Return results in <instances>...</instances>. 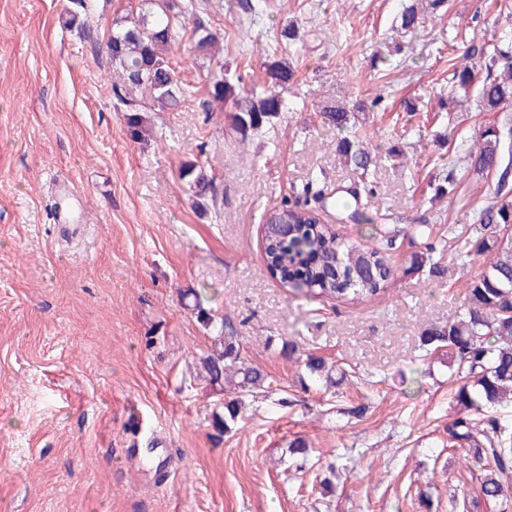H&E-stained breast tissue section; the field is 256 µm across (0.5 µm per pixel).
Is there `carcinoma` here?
<instances>
[{
  "mask_svg": "<svg viewBox=\"0 0 512 512\" xmlns=\"http://www.w3.org/2000/svg\"><path fill=\"white\" fill-rule=\"evenodd\" d=\"M64 25L82 28L80 15L87 11L88 0H72ZM172 6L140 10L133 17L121 19L112 26L107 42L108 58L123 83L147 90L160 106L177 107L186 97L166 57L168 49L179 37ZM180 11L194 22L195 48L207 54L216 43L196 10L194 0H185ZM424 26L417 7L405 9L401 29L413 33ZM448 86V100L461 104L470 95L477 96L485 112H501L512 106V42L502 40L491 45L471 43L456 57ZM267 86L261 90L246 89L238 75H215L209 80L210 101L229 107L231 128L235 137H248L266 132L285 111L281 89L288 86L295 71L286 63L274 61L267 68ZM130 135L137 139L143 129L138 109L122 96ZM381 97L370 103L357 102L351 107L325 106V121L343 134L340 152L345 162L360 173L355 191L358 195L376 192L370 178L372 153L363 146V133L351 123L353 112H366ZM470 140L451 139L458 159L466 169L495 180L493 196L466 213L472 225V236L466 238L455 253L453 263L466 266L476 255H493L492 260L467 285L464 304L457 320L432 326L421 336L426 354L444 350L448 353L450 379L458 383L454 401L461 414L448 424V447L466 448L473 458H493L495 468L487 471L480 482V495L498 507L499 512H512V497L505 493L504 483L512 474V427L491 416L505 400L512 401V127L484 123ZM180 178L197 199H210L217 204L212 178L193 162L184 164ZM323 204H291L284 199L267 219L263 254L268 271L284 284L296 282L301 293L315 298L335 300L351 298L368 300L384 291L394 278L396 269L389 263L391 253L400 249L398 230L381 233L382 247L361 252L340 239L321 218ZM424 240V250L410 256L403 269L409 274L429 267L432 274L441 273L443 251L431 240L425 224L412 228ZM192 310L211 333V344L201 357L204 379L211 385L229 389L223 412L213 415V428L218 435L230 430L238 419L239 398L266 390L273 379L257 367L243 361L239 337L223 320H217L200 300ZM304 367L312 382L325 380L331 384L344 381L332 378L335 365L314 355L307 356Z\"/></svg>",
  "mask_w": 512,
  "mask_h": 512,
  "instance_id": "cac0c4a2",
  "label": "carcinoma"
}]
</instances>
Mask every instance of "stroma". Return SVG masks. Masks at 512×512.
<instances>
[{"instance_id": "1", "label": "stroma", "mask_w": 512, "mask_h": 512, "mask_svg": "<svg viewBox=\"0 0 512 512\" xmlns=\"http://www.w3.org/2000/svg\"><path fill=\"white\" fill-rule=\"evenodd\" d=\"M414 2L264 0L258 16L246 0H202L220 52L198 54L191 18L177 16L169 58L191 95L168 111L146 90L113 89L105 42L139 0H90L80 30L64 25L71 0H0V512H494L476 498L484 464L448 445V366L420 349L426 328L456 319L487 257L439 277L400 274L370 301L327 302L284 287L262 253L283 198L357 180L321 107L378 93L363 122L377 192L361 221L328 209L325 222L363 251L414 224L448 258L468 237L466 205L492 182L457 167L448 140L512 108L482 112L472 99L452 113L441 98L450 59L512 31V8L442 0L427 31L408 33L401 13ZM291 22L301 40L284 37ZM277 60L295 71L287 110L238 145L207 81L225 68L262 86ZM121 96L142 110L141 139ZM392 147L403 162L387 159ZM189 161L214 177L217 206L181 181ZM451 171L456 193L434 200L435 175ZM56 177L89 211L79 236L47 219ZM189 290L275 381L221 436L212 419L225 394L198 376L209 340L182 303ZM286 343L345 381L302 387ZM297 438L307 461L289 455ZM160 441L179 459L166 481ZM332 464L342 474L323 484Z\"/></svg>"}]
</instances>
